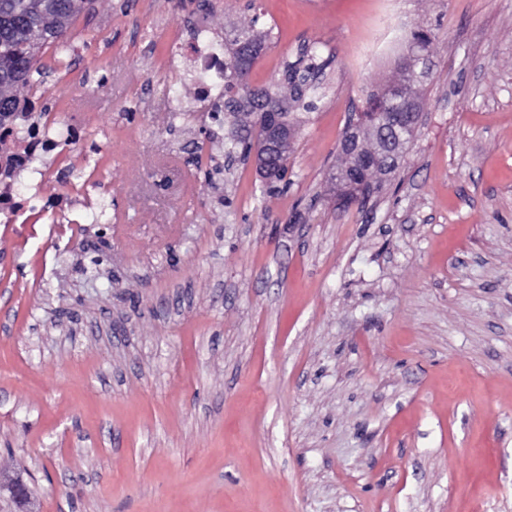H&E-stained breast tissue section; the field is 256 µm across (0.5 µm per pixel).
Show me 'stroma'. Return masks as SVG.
<instances>
[{"mask_svg":"<svg viewBox=\"0 0 512 512\" xmlns=\"http://www.w3.org/2000/svg\"><path fill=\"white\" fill-rule=\"evenodd\" d=\"M254 17L252 86L328 61L270 194L177 54ZM418 29L422 121L341 211L342 132ZM65 42L34 96L75 205L0 216V478L36 512H512V0H94Z\"/></svg>","mask_w":512,"mask_h":512,"instance_id":"stroma-1","label":"stroma"}]
</instances>
